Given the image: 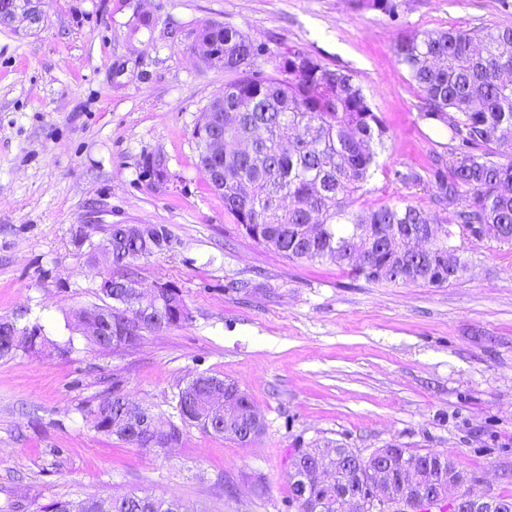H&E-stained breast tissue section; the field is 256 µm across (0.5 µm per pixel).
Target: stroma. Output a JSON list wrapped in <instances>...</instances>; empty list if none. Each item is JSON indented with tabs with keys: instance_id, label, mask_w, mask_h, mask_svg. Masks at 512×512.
<instances>
[{
	"instance_id": "1",
	"label": "stroma",
	"mask_w": 512,
	"mask_h": 512,
	"mask_svg": "<svg viewBox=\"0 0 512 512\" xmlns=\"http://www.w3.org/2000/svg\"><path fill=\"white\" fill-rule=\"evenodd\" d=\"M40 21L0 26V317L31 311L66 337L95 302L77 230L164 224L174 250L139 262L144 290L170 282L191 319L119 351L0 359V510L130 492L185 512H289L296 449L390 444L438 451L479 495L512 496V243L462 239L467 266L443 288L371 284L258 245L199 166L195 126L228 74L188 31L216 21L271 49L300 46L352 70L390 130L356 209L405 198L450 217L393 173L425 166L443 138L417 119L398 63L402 33L512 28L501 0H405L398 20L351 0H40ZM150 26H141V19ZM161 158L163 177L144 173ZM256 286L249 299L231 282ZM198 373L235 382L260 411L253 441L187 430L165 450L98 433L81 407L118 384L168 411Z\"/></svg>"
}]
</instances>
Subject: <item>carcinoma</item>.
Listing matches in <instances>:
<instances>
[{
  "label": "carcinoma",
  "instance_id": "obj_1",
  "mask_svg": "<svg viewBox=\"0 0 512 512\" xmlns=\"http://www.w3.org/2000/svg\"><path fill=\"white\" fill-rule=\"evenodd\" d=\"M352 2L393 20L402 7V0ZM191 35L192 48L207 47L205 65L233 75L196 125L222 136L224 153L209 154L197 140L200 166L207 174L223 172L222 188L214 192L258 244L300 263L346 264L368 283L440 288L462 264L457 234L512 243V28L422 30L401 37L395 47L421 93L418 121L447 130L450 158L437 154L426 166L394 176L431 190L439 203L455 204L443 222L408 201L350 209V199L372 179L377 149L389 134L352 71L331 68L300 48L275 53L216 22ZM261 59L273 72L262 68ZM173 243L162 224H142L135 236L112 225V269L99 274L98 302L88 307L93 323L68 326L72 336L60 343L38 320L22 325L1 317L0 358L19 351L63 357L74 350L76 334L100 351L127 342L123 314L138 308L127 281L135 278L138 261L172 250ZM156 308L135 325L136 340L190 319L181 290L170 282L160 284ZM173 401L168 427L157 431L119 425L124 403L116 385L87 417L99 433L121 443L162 449L193 427L242 442L258 414L235 383L206 373L190 379ZM342 452L348 480L372 464V457L351 448ZM105 505L111 512H182L175 499L134 493L59 501L48 510L103 512ZM296 509L336 512L332 497L314 488Z\"/></svg>",
  "mask_w": 512,
  "mask_h": 512
}]
</instances>
